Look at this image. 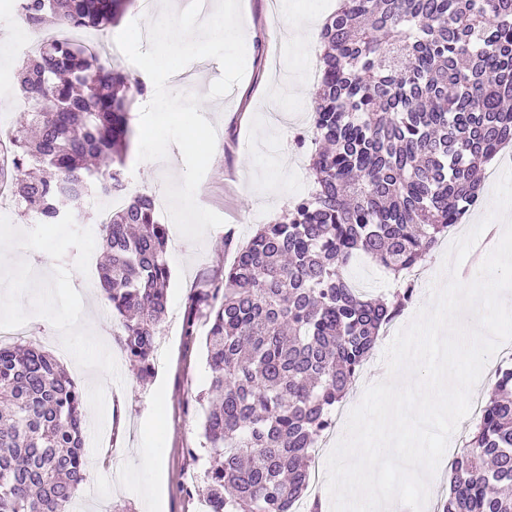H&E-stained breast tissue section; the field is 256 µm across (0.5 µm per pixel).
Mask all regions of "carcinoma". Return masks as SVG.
<instances>
[{
	"instance_id": "carcinoma-1",
	"label": "carcinoma",
	"mask_w": 512,
	"mask_h": 512,
	"mask_svg": "<svg viewBox=\"0 0 512 512\" xmlns=\"http://www.w3.org/2000/svg\"><path fill=\"white\" fill-rule=\"evenodd\" d=\"M133 0H16L33 32L104 31ZM311 115L314 190L261 225L223 280L188 298L203 317L209 386L198 396L209 512H290L310 448L386 327L414 295L404 272L478 202L479 168L512 142V0H342L323 24ZM8 166L19 212L55 224L94 193L126 190L130 90L147 85L81 44L23 59ZM98 286L142 378L167 310V231L148 195L101 225ZM364 255L398 281L372 300L345 276ZM83 393L30 344L0 347V512H71L85 480ZM440 512H512V368H499L466 433Z\"/></svg>"
}]
</instances>
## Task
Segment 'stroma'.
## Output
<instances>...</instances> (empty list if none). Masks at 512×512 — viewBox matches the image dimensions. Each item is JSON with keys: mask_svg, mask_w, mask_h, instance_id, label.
<instances>
[{"mask_svg": "<svg viewBox=\"0 0 512 512\" xmlns=\"http://www.w3.org/2000/svg\"><path fill=\"white\" fill-rule=\"evenodd\" d=\"M341 2L242 0L243 26L249 32L245 75L231 95L208 99L203 111L220 128L221 141L196 201L224 223L201 242L183 237L162 203L165 177L177 179L184 171L178 150L150 167L138 162L137 150H130L128 185L157 199V217L168 232V311L149 381H142L130 366L115 338L112 310L83 271L84 250H100L95 221L100 198L83 206L81 218L70 216L56 226L13 218L12 230L23 246L0 250V321L22 324L29 343L44 346L62 361L84 393L89 476L74 501L75 512H206L202 468L190 457L202 441L201 417L186 406L208 385L207 327L198 325L196 336H184L186 300L203 279L223 278L236 247L247 243L259 225L274 221L312 189L309 151L298 147L295 136L311 132L317 57L298 53L282 41L280 19L285 14L301 17L314 8L327 18ZM274 84L287 85L289 100L300 106L284 122L266 110ZM228 237L233 240L229 248L224 245ZM452 242V237L443 238L420 265L414 302L386 329L369 370L355 380L349 403L361 401L365 388L383 370L394 336L428 304ZM346 276L369 298L386 293L392 282L388 271L364 257L350 262ZM148 448L162 451L163 492L157 507L142 492L153 480L142 466Z\"/></svg>", "mask_w": 512, "mask_h": 512, "instance_id": "stroma-1", "label": "stroma"}]
</instances>
